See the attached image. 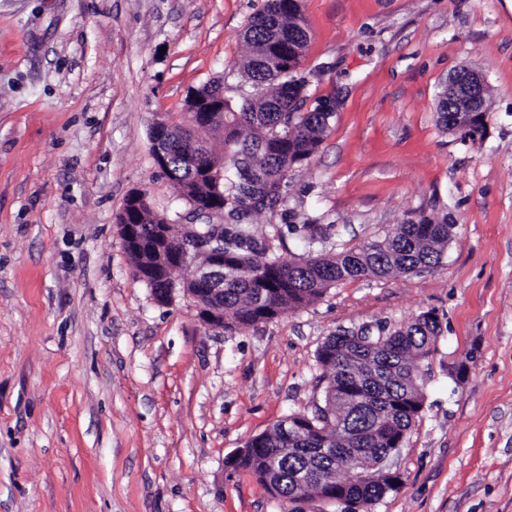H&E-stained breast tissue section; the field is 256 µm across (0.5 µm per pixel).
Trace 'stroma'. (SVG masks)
<instances>
[{
  "label": "stroma",
  "instance_id": "35a3bbf8",
  "mask_svg": "<svg viewBox=\"0 0 512 512\" xmlns=\"http://www.w3.org/2000/svg\"><path fill=\"white\" fill-rule=\"evenodd\" d=\"M266 0H0V512H344L272 497L225 461L322 399L316 352L341 328L432 310L425 408L369 512H512V5L507 0H302L305 109L334 117L250 213L277 254L288 224L351 247L393 224L452 225L441 266L351 280L238 332L192 299L158 303L116 216L145 193L189 209L150 133L188 91L234 98L247 24ZM488 84L484 131L439 123L460 67Z\"/></svg>",
  "mask_w": 512,
  "mask_h": 512
}]
</instances>
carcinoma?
<instances>
[{"instance_id": "cac0c4a2", "label": "carcinoma", "mask_w": 512, "mask_h": 512, "mask_svg": "<svg viewBox=\"0 0 512 512\" xmlns=\"http://www.w3.org/2000/svg\"><path fill=\"white\" fill-rule=\"evenodd\" d=\"M305 22L296 0H267L247 24L250 55L243 64L249 89L232 102L217 95L220 85L205 83L199 93L224 108V122L205 129L224 141V154L213 151L199 132L180 135L184 118L169 124L175 133L164 175L186 205L200 207L224 200V330L240 331L271 321L289 310L316 302L331 288L349 280L410 274L442 264L453 225L395 224L361 245L336 248L328 244L321 224L292 227L310 245L321 247L288 261L259 240L253 224L242 221L250 211L273 209L285 200L288 182L274 178L282 161L296 166L308 162L329 128L333 113L321 106L304 112L302 75L278 73L266 62L287 53L284 39L302 31ZM197 164L209 177L191 171L185 154L191 142ZM144 218L128 213L140 238L149 240L155 227L149 206ZM441 322L429 311L400 327L378 326L377 334L359 341L336 333L319 347L323 404L312 416L291 414L271 430L250 438L246 451L230 462L249 472L280 499L317 498L329 491L347 512L367 506L399 481L382 472V458L394 439L407 434L424 410L423 379L414 380L420 365L436 350ZM336 449V456L311 453ZM353 448L363 449V476L352 478L339 462Z\"/></svg>"}]
</instances>
